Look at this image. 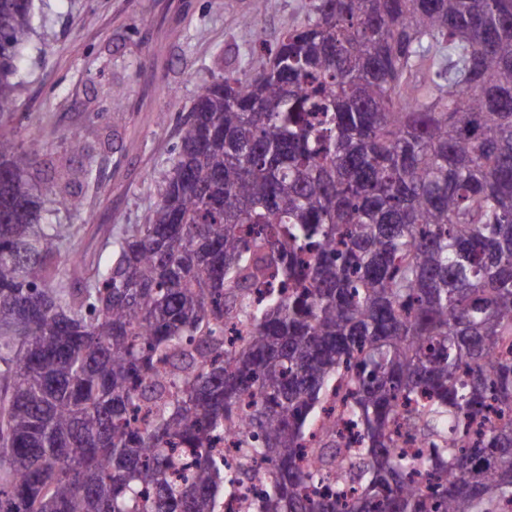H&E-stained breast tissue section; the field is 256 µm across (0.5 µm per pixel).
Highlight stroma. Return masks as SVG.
<instances>
[{
  "label": "stroma",
  "mask_w": 512,
  "mask_h": 512,
  "mask_svg": "<svg viewBox=\"0 0 512 512\" xmlns=\"http://www.w3.org/2000/svg\"><path fill=\"white\" fill-rule=\"evenodd\" d=\"M312 0H34L47 18L27 51L16 108L0 127L38 134L55 163L91 164L82 206L62 212L71 233L65 283L91 277L112 257L97 234L145 223L159 199L182 122L201 86L227 69L256 71L260 43L275 44L286 23L307 19ZM92 150L73 154L70 133Z\"/></svg>",
  "instance_id": "1"
}]
</instances>
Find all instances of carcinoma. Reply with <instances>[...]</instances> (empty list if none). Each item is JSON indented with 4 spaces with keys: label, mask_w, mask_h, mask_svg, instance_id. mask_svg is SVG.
<instances>
[{
    "label": "carcinoma",
    "mask_w": 512,
    "mask_h": 512,
    "mask_svg": "<svg viewBox=\"0 0 512 512\" xmlns=\"http://www.w3.org/2000/svg\"><path fill=\"white\" fill-rule=\"evenodd\" d=\"M315 2L201 87L92 281L55 280L91 167L41 188L48 146L0 130V512H219L258 476L244 512L512 502V423L466 432L512 408V0ZM35 29L0 0V116Z\"/></svg>",
    "instance_id": "cac0c4a2"
}]
</instances>
